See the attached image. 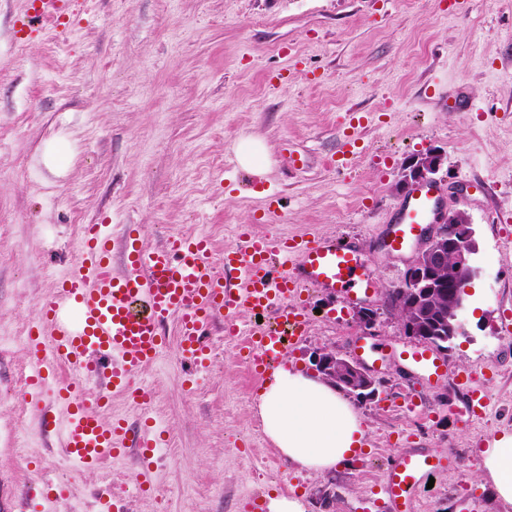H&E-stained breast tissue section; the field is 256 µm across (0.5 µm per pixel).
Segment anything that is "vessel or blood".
Here are the masks:
<instances>
[{
	"instance_id": "vessel-or-blood-1",
	"label": "vessel or blood",
	"mask_w": 512,
	"mask_h": 512,
	"mask_svg": "<svg viewBox=\"0 0 512 512\" xmlns=\"http://www.w3.org/2000/svg\"><path fill=\"white\" fill-rule=\"evenodd\" d=\"M73 0H31L30 11L17 21L19 38L44 24L63 28L73 13ZM441 196L436 186L414 188L395 207L385 238L386 248L404 251L419 238L423 225L434 223ZM124 270H112V227L86 224L78 264L57 281L42 301L40 318L30 336L40 366L65 365L72 373L58 390L65 407L61 429L69 459L92 470L122 455L129 430L123 419L104 421L112 396L132 401L145 398L136 377L165 348L162 322L179 323L181 354L196 369L207 366L202 328L218 319L226 335L237 333L239 313L271 314L284 332L302 337L305 312L295 299L303 288L316 286L340 292L355 303L370 297L376 284L367 272L358 246L351 240L322 237L278 239L242 230L240 243L224 252V267L212 263L210 241L180 236L156 249L145 248L133 226L121 229ZM283 332L252 329L245 360L253 376H265L281 352ZM413 365L424 375H439L444 360L434 352L416 351ZM98 391L86 396L88 383ZM456 457L418 450L391 459L383 492L392 512H415L432 474L458 468Z\"/></svg>"
}]
</instances>
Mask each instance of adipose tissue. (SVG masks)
<instances>
[{
    "mask_svg": "<svg viewBox=\"0 0 512 512\" xmlns=\"http://www.w3.org/2000/svg\"><path fill=\"white\" fill-rule=\"evenodd\" d=\"M257 408L271 444L302 471H332L366 444L359 414L334 383L292 365L279 366L264 381ZM479 454L481 478L512 505V433H502Z\"/></svg>",
    "mask_w": 512,
    "mask_h": 512,
    "instance_id": "ef3b65f1",
    "label": "adipose tissue"
}]
</instances>
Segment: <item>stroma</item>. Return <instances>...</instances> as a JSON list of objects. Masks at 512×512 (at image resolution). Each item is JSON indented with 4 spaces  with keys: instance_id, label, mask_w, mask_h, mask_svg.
I'll use <instances>...</instances> for the list:
<instances>
[{
    "instance_id": "stroma-1",
    "label": "stroma",
    "mask_w": 512,
    "mask_h": 512,
    "mask_svg": "<svg viewBox=\"0 0 512 512\" xmlns=\"http://www.w3.org/2000/svg\"><path fill=\"white\" fill-rule=\"evenodd\" d=\"M28 0H0V512H73L119 494L123 512H252L254 497L303 494L306 512H389L380 489L388 458L415 448L458 457L437 475L419 512H512L476 473L477 450L512 433V0H81L67 30L15 35ZM362 115L360 152L336 170L347 114ZM262 140L270 164L243 169L239 144ZM68 143L61 174L45 144ZM439 150L444 209L473 220L480 275L468 289L465 335L430 386L403 361L377 367L376 397L355 400L367 452L321 475L289 467L266 439L261 387L223 321L203 334L207 370L188 384L178 320L164 322L160 359L135 380L141 407L113 397L109 415L139 427L151 415L166 443L151 471L135 461L86 473L70 467L40 421L55 397L24 384L35 368L24 330L38 320L54 269L79 260L82 225H135L150 248L175 235L207 236L215 261L242 227L280 238L354 239L378 285V347H412L391 307L413 253L393 255L384 229L405 195L409 158ZM279 214L266 219V197ZM307 334L286 345L293 365L314 352L351 356L354 307L320 288L300 299ZM488 393L479 418L460 412L457 378Z\"/></svg>"
}]
</instances>
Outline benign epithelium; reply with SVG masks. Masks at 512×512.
<instances>
[{
	"instance_id": "benign-epithelium-1",
	"label": "benign epithelium",
	"mask_w": 512,
	"mask_h": 512,
	"mask_svg": "<svg viewBox=\"0 0 512 512\" xmlns=\"http://www.w3.org/2000/svg\"><path fill=\"white\" fill-rule=\"evenodd\" d=\"M443 155L439 151L428 150L411 158L405 165L407 172L403 178V187L409 188L419 183L431 182L440 172ZM475 231L470 215L463 211L450 212L440 210L438 222L430 225L424 246L408 265L403 285L411 289L416 298L425 300L435 290L446 288L448 291L460 287L453 277L441 281L436 273L445 267L447 255H452L457 269L466 268L471 277L479 276V269L474 266L473 256L477 248L472 243ZM356 318L363 334L372 336L377 332V319L367 307L356 312ZM313 364L316 371L329 377L336 371H343L350 380L354 392L360 398H373L378 394L382 382L370 375L359 362L350 358H340L331 350L315 353Z\"/></svg>"
}]
</instances>
